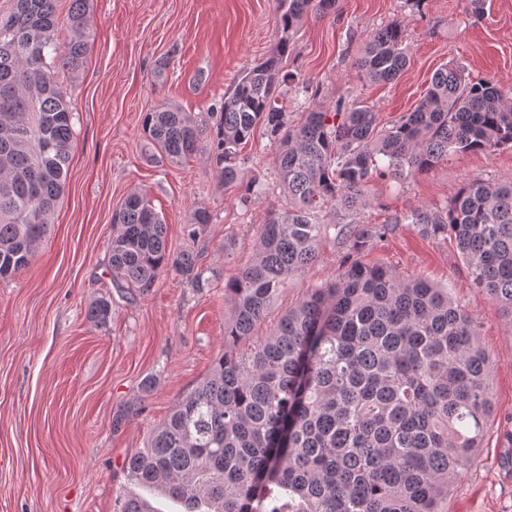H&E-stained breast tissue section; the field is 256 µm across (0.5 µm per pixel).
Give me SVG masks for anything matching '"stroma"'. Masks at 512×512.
Listing matches in <instances>:
<instances>
[{
    "instance_id": "35a3bbf8",
    "label": "stroma",
    "mask_w": 512,
    "mask_h": 512,
    "mask_svg": "<svg viewBox=\"0 0 512 512\" xmlns=\"http://www.w3.org/2000/svg\"><path fill=\"white\" fill-rule=\"evenodd\" d=\"M273 5L90 0L91 51L67 81L76 119L63 196L34 262L0 280V512H114L117 497L138 490L127 458L222 352L230 309L224 284L253 256L259 226L286 206L273 149L259 130L239 153L245 175L260 176L246 203L202 158L180 165L152 159L142 118L168 104L206 113L272 53ZM391 23L405 32L409 63L394 83H369L355 61ZM295 41L287 69L297 81L280 91L293 120L341 97L374 105L383 121L397 119L451 62L470 79L512 87V0H485L480 16L470 0H340L338 12L308 16ZM163 57L168 76L158 81L153 70ZM509 176L512 148H500L449 158L403 183L376 180L360 219L387 226L384 238L360 251L346 239H325L312 268L289 278L259 328L269 332L352 257L447 289L475 320L491 358L494 405L482 448L451 488L448 512H512V323L474 288L453 242L394 218L445 208L467 181ZM133 192L146 194L163 218L171 253H198L211 275L207 288L188 287L170 269L146 293L117 287L108 246L114 215ZM201 208L212 220L192 240L184 226ZM102 296L112 302V318L97 326L86 309ZM122 409L130 415L113 428Z\"/></svg>"
}]
</instances>
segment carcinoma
<instances>
[{
  "instance_id": "cac0c4a2",
  "label": "carcinoma",
  "mask_w": 512,
  "mask_h": 512,
  "mask_svg": "<svg viewBox=\"0 0 512 512\" xmlns=\"http://www.w3.org/2000/svg\"><path fill=\"white\" fill-rule=\"evenodd\" d=\"M9 2L0 10L1 279L28 267L51 231L75 119L59 70L77 74L90 48L88 0H70L63 16L57 0ZM337 3L274 0L271 56L208 121L173 105L144 116L160 157L206 158L224 186L244 188L245 201L259 177L245 180L235 159L264 127L288 195V209L261 226L255 257L224 285V352L126 461L136 485L185 512H446L493 414L492 362L473 318L448 289L385 266L353 261L256 337L288 278L311 268L330 232L357 251L384 237L385 226L359 220L376 179L402 182L451 155L512 148V92L471 82L454 64L435 71L420 103L391 124L355 100L315 105L291 122L278 97L295 81L285 70L295 35L308 15L334 13ZM407 59L404 31L391 23L369 38L356 68L390 84ZM210 221L198 210L185 231L195 238ZM394 223L455 240L474 286L512 322V177L473 180L445 210L417 208ZM110 254L117 280L140 293L166 268L191 288L209 284L198 255L168 251L166 224L142 193L116 212ZM111 316L106 298L86 312L97 324ZM114 512L158 510L127 495Z\"/></svg>"
}]
</instances>
